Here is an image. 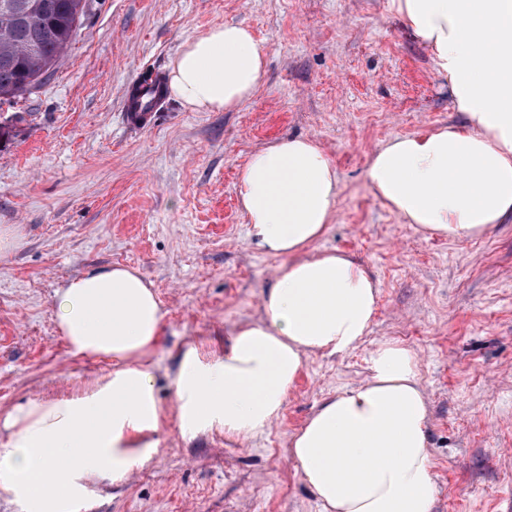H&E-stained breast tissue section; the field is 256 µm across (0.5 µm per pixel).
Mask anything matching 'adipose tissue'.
<instances>
[{
    "label": "adipose tissue",
    "instance_id": "ef3b65f1",
    "mask_svg": "<svg viewBox=\"0 0 512 512\" xmlns=\"http://www.w3.org/2000/svg\"><path fill=\"white\" fill-rule=\"evenodd\" d=\"M387 11L429 51L463 119L390 136L372 151L365 182L402 223L483 237L512 219V0H388ZM266 55L247 26L217 25L186 38L165 88L186 109L233 111L263 85ZM235 189L250 242L279 260L259 318L224 344H186L167 403L151 360L166 312L151 282L121 266L71 278L56 294L58 330L72 354L111 359L112 369L85 391L0 419V498L30 512H81L92 482L122 480L161 453L170 418L185 438L247 440L279 419L308 355L343 353L367 336L377 282L352 255L316 249L341 192L323 146L306 136L262 145ZM370 370L292 434L290 454L322 512H433L417 357L382 341Z\"/></svg>",
    "mask_w": 512,
    "mask_h": 512
}]
</instances>
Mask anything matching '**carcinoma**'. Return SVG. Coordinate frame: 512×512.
<instances>
[{
  "mask_svg": "<svg viewBox=\"0 0 512 512\" xmlns=\"http://www.w3.org/2000/svg\"><path fill=\"white\" fill-rule=\"evenodd\" d=\"M86 0H0V105L30 94L48 80L69 51L86 15ZM165 97L150 75L133 90Z\"/></svg>",
  "mask_w": 512,
  "mask_h": 512,
  "instance_id": "carcinoma-1",
  "label": "carcinoma"
}]
</instances>
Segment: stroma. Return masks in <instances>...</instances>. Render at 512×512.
<instances>
[{
	"label": "stroma",
	"instance_id": "35a3bbf8",
	"mask_svg": "<svg viewBox=\"0 0 512 512\" xmlns=\"http://www.w3.org/2000/svg\"><path fill=\"white\" fill-rule=\"evenodd\" d=\"M56 72L0 106V415L68 397L112 368L72 356L55 325L56 292L106 266L139 270L167 315L156 384L181 348L227 338L258 317L277 258L253 246L235 195L258 146L318 139L340 180L320 248L360 259L379 283L354 351L310 357L282 416L245 441L161 432L166 452L117 483L92 486L87 512H321L288 439L326 399L369 375L378 342L412 348L429 408L433 512H512V223L444 239L401 223L368 189L370 153L388 137L460 122L426 49L387 0H88ZM242 23L265 41L262 88L231 112L165 100L133 122L126 95L161 77L183 41Z\"/></svg>",
	"mask_w": 512,
	"mask_h": 512
}]
</instances>
